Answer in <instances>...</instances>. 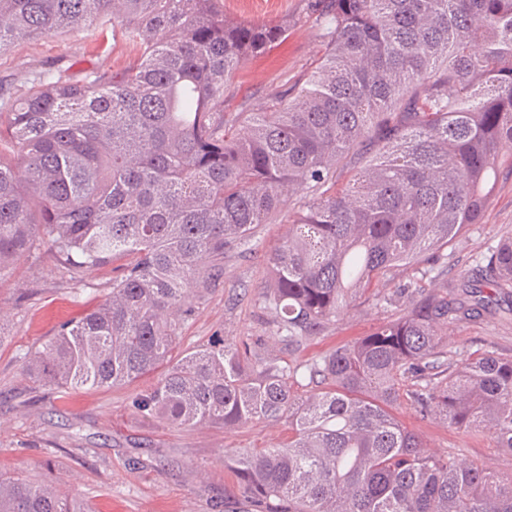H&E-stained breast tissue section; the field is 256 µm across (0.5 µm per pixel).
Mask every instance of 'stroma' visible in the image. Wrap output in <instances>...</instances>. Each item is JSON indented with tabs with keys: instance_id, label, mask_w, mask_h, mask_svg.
<instances>
[{
	"instance_id": "1",
	"label": "stroma",
	"mask_w": 512,
	"mask_h": 512,
	"mask_svg": "<svg viewBox=\"0 0 512 512\" xmlns=\"http://www.w3.org/2000/svg\"><path fill=\"white\" fill-rule=\"evenodd\" d=\"M224 14L239 23L288 22L286 40L240 64L224 98L225 111H265L274 94L302 84L325 52L312 0H224ZM136 54L108 17L54 38H18L0 49V102L16 96L30 71L74 79L92 68L112 74ZM287 234L286 223L264 224L246 244L225 253L223 277L196 299L192 314L179 325L181 349L192 351L224 336L246 340L260 351L276 350L284 362L305 363L371 333L390 315L381 297L413 276L412 269L399 270L321 335L291 347L274 337L260 298L270 278L267 256ZM510 234L512 168L504 166L481 222L442 251L423 286L468 272ZM117 274L109 265L72 279L63 261L44 249L18 258L11 279L0 283V471L53 482L63 496L89 501L95 512H225V501L234 499L237 489L225 452L283 446L287 422L237 429L170 427L142 418L131 406L150 379L66 392L32 382L22 370V356L53 336L62 322L101 303ZM486 350L512 356V319L485 316L449 326V358ZM395 413L434 452L512 470V455L495 448L489 435L422 421L406 404Z\"/></svg>"
}]
</instances>
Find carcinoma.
I'll use <instances>...</instances> for the list:
<instances>
[{
  "label": "carcinoma",
  "instance_id": "cac0c4a2",
  "mask_svg": "<svg viewBox=\"0 0 512 512\" xmlns=\"http://www.w3.org/2000/svg\"><path fill=\"white\" fill-rule=\"evenodd\" d=\"M322 60L296 96L226 112L244 59L288 22L238 23L220 0H0V49L110 16L139 45L121 72H49L0 112V283L47 247L74 275L126 260L109 296L59 325L22 369L61 389L132 384V407L175 425L288 420L282 448L231 458L253 512H512V472L431 454L391 412L486 433L512 455V356L448 359V325L512 288V236L472 273L413 279L392 317L305 365L214 336L176 356L191 295L224 251L288 212L262 291L274 334L316 336L403 266L427 264L480 223L512 153V0H317ZM374 155L346 185L336 167ZM323 388L293 394L298 375ZM0 512H95L51 482L0 472Z\"/></svg>",
  "mask_w": 512,
  "mask_h": 512
}]
</instances>
